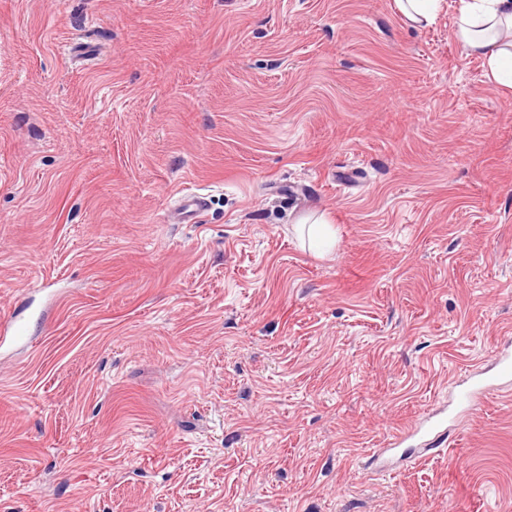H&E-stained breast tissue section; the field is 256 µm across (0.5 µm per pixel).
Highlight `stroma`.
<instances>
[{
	"label": "stroma",
	"mask_w": 512,
	"mask_h": 512,
	"mask_svg": "<svg viewBox=\"0 0 512 512\" xmlns=\"http://www.w3.org/2000/svg\"><path fill=\"white\" fill-rule=\"evenodd\" d=\"M459 6L0 0V317L42 313L0 512H512V390L455 399L512 334V89ZM399 10L412 23L427 25L437 18L442 0H396ZM183 206L179 213L182 224H196L207 209L208 199L199 193H189L183 196Z\"/></svg>",
	"instance_id": "35a3bbf8"
}]
</instances>
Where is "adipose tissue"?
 Returning <instances> with one entry per match:
<instances>
[{
    "label": "adipose tissue",
    "mask_w": 512,
    "mask_h": 512,
    "mask_svg": "<svg viewBox=\"0 0 512 512\" xmlns=\"http://www.w3.org/2000/svg\"><path fill=\"white\" fill-rule=\"evenodd\" d=\"M454 34L485 58L494 81L512 88V0H461Z\"/></svg>",
    "instance_id": "obj_1"
}]
</instances>
